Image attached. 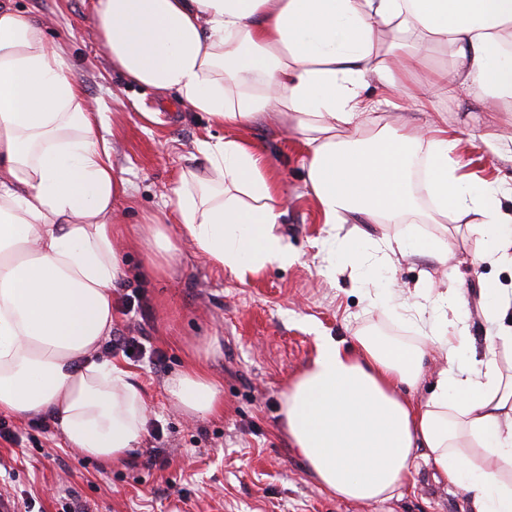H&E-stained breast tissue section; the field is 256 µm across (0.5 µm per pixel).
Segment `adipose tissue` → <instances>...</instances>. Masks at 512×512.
Here are the masks:
<instances>
[{
	"label": "adipose tissue",
	"instance_id": "ef3b65f1",
	"mask_svg": "<svg viewBox=\"0 0 512 512\" xmlns=\"http://www.w3.org/2000/svg\"><path fill=\"white\" fill-rule=\"evenodd\" d=\"M94 19L113 65L134 83L172 91L227 128L289 112L307 149L305 185L325 223L362 215L406 224L428 200L434 215L470 217L479 260L512 264V217L496 188L460 175L458 139L436 125L402 124L362 136L373 100L393 104L406 78L447 48L451 68L411 104L438 111L467 91L512 112V0H96ZM44 23L0 0V413L41 416L68 447L104 462L141 438L146 402L133 375L97 360L112 334L119 264L116 203L128 193L98 134L100 114L67 71ZM392 39L381 47L378 34ZM205 174L181 173L174 218L195 247L236 277L295 263L277 231L282 196L264 157L232 138L199 142ZM407 226V224H406ZM360 231L335 244L328 263L363 267L375 304L417 321L422 341L363 333L354 345L317 336V353L290 384L282 408L291 447L323 490L353 501L394 497L414 458L465 487L473 512H512V304L496 283L479 291L490 325L482 358L467 367L468 334L456 288L384 285L391 256L447 261V237L407 226L367 259ZM446 365L429 395L404 398L424 373L428 348ZM167 394L184 413L224 408L205 368L172 377Z\"/></svg>",
	"mask_w": 512,
	"mask_h": 512
}]
</instances>
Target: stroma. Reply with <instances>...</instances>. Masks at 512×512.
Listing matches in <instances>:
<instances>
[{
    "mask_svg": "<svg viewBox=\"0 0 512 512\" xmlns=\"http://www.w3.org/2000/svg\"><path fill=\"white\" fill-rule=\"evenodd\" d=\"M14 3L47 22L48 39L66 44L70 70L101 106L112 165L130 184L122 202L124 276L112 292V327L139 329L155 356L111 355L133 372L147 405L145 436L126 462L106 465L84 457L66 445L55 424L35 418L23 422L20 444L0 440V463L13 470L8 491L35 498L42 512H63L72 498L89 512H469L468 491L448 485L423 459L412 461L403 496L357 502L321 490L288 444L283 395L314 358L317 336L349 341L371 332L394 342L418 340L397 311L371 305L360 278H336L327 270L322 256L331 229L305 188L302 138L288 115L224 129L176 94L139 86L113 68L94 25V0ZM376 114L381 126L447 122L461 142L465 173L512 183V156L487 145L512 136V114L488 111L463 94L442 102L437 113L379 104ZM224 136L267 160L285 199L278 232L299 261L240 279L197 251L182 226L172 224L168 234L177 250L155 270L143 224L174 206L172 189L184 167L203 169L197 143ZM422 228L449 234L448 261L398 259L389 273L394 287H414L426 275L439 288L455 283L468 301L461 317L473 346L484 350L481 283L512 290V268L474 263L479 237L467 227L428 219ZM130 292L140 299L138 311L126 305ZM195 360L221 380L223 415L192 418L169 400L166 382Z\"/></svg>",
    "mask_w": 512,
    "mask_h": 512,
    "instance_id": "1",
    "label": "stroma"
}]
</instances>
